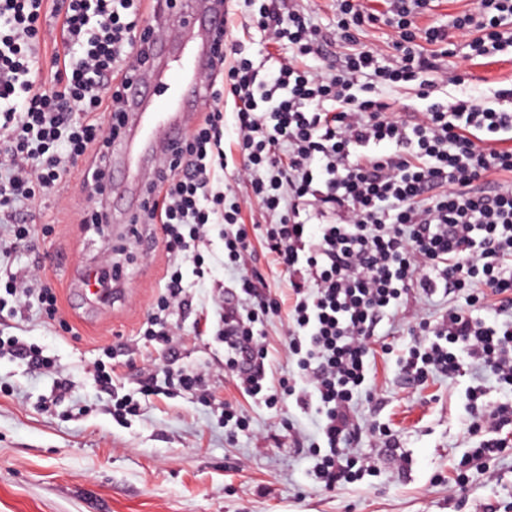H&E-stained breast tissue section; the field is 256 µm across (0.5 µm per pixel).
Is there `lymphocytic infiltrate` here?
<instances>
[{
  "mask_svg": "<svg viewBox=\"0 0 512 512\" xmlns=\"http://www.w3.org/2000/svg\"><path fill=\"white\" fill-rule=\"evenodd\" d=\"M47 0H0V253L35 232L29 211L67 169L84 163L102 188L121 136L124 91L149 64L145 0H56L64 50L39 53ZM396 36L393 62L362 35L378 18L362 0H336L333 30L314 24L298 0H262L251 25L267 44L288 45L293 59L261 71L242 41L222 32L220 65L209 105L182 145L148 184L134 221L152 226L174 260L139 334L167 342L172 316L189 304L184 265L204 279L203 249L220 227L224 264L239 271L236 300L213 301L224 371L242 394L275 408L294 398L314 419L308 446L313 481L337 488L376 473L378 461L354 454L363 435L354 413L371 395V343L381 321L390 329L415 301L412 343L401 371L454 378L488 368L512 388V88L493 97L434 99L448 71L441 57L454 38L472 56L490 59L512 48V0H474L451 25L418 28L426 0H388ZM341 46L332 57L329 45ZM53 80L42 77L44 70ZM416 83L424 109L398 113L379 86ZM236 119L239 161L224 152V114ZM110 116L101 125L98 113ZM394 144L391 153L374 145ZM232 169L234 191L213 189ZM492 174L494 193L480 184ZM316 232H308V224ZM288 278L289 310L266 290L258 252ZM465 292V305L430 316L435 296ZM0 312L21 314L36 298L46 317L59 312L55 288L38 268L8 275ZM495 322L473 316L474 306ZM283 317L285 351L297 370L273 380L265 364L266 325ZM512 433V406L482 404L467 426L478 437L471 457L491 459Z\"/></svg>",
  "mask_w": 512,
  "mask_h": 512,
  "instance_id": "1",
  "label": "lymphocytic infiltrate"
}]
</instances>
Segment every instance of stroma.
<instances>
[{
  "instance_id": "1",
  "label": "stroma",
  "mask_w": 512,
  "mask_h": 512,
  "mask_svg": "<svg viewBox=\"0 0 512 512\" xmlns=\"http://www.w3.org/2000/svg\"><path fill=\"white\" fill-rule=\"evenodd\" d=\"M467 87L448 85L442 98L476 97L512 86V60L474 59ZM94 198L80 170L65 173L37 208V230L17 246L10 263L20 270L41 263L60 303L57 319L30 308L0 319V333L25 338L55 357L69 388H56L54 375L26 362L0 357V512H508L512 503V450L490 461L470 459L474 446L466 432V391L477 386L489 402H512L494 376L470 370L448 379L432 373L410 381L398 357L408 335L385 333L389 353L372 364L375 392L360 400L362 424L389 426L408 459L398 467L383 456L377 475L336 491L319 488L308 476L311 462L285 437L294 423L303 440L316 425L294 400L271 409L254 403L224 374V346L213 335L214 287L234 288L236 270L224 267V244L212 239L204 281L187 276L193 307L178 315L171 346L140 340L138 329L163 287L170 261L162 243L144 255L134 237L116 224H81L80 212ZM121 268L124 298L94 309L81 296L67 297L72 274L95 265L104 243ZM70 332H63L60 321ZM117 352L115 372L123 391H136L149 371L169 354L181 366L208 370L210 401L190 395L142 397L136 415L113 417L108 396L90 374L103 349ZM239 403L251 421L247 434L224 428L221 399ZM468 475L464 498L450 492L458 472Z\"/></svg>"
}]
</instances>
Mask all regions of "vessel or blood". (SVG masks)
Wrapping results in <instances>:
<instances>
[{
  "label": "vessel or blood",
  "mask_w": 512,
  "mask_h": 512,
  "mask_svg": "<svg viewBox=\"0 0 512 512\" xmlns=\"http://www.w3.org/2000/svg\"><path fill=\"white\" fill-rule=\"evenodd\" d=\"M224 20L223 12L206 7L204 0H191L175 33L155 45L156 55H168L170 43L192 44L187 56H168L167 65L146 71L128 94L127 128L120 154L126 180L144 185L148 172L191 128L207 106L202 93L212 72L211 36Z\"/></svg>",
  "instance_id": "obj_1"
}]
</instances>
